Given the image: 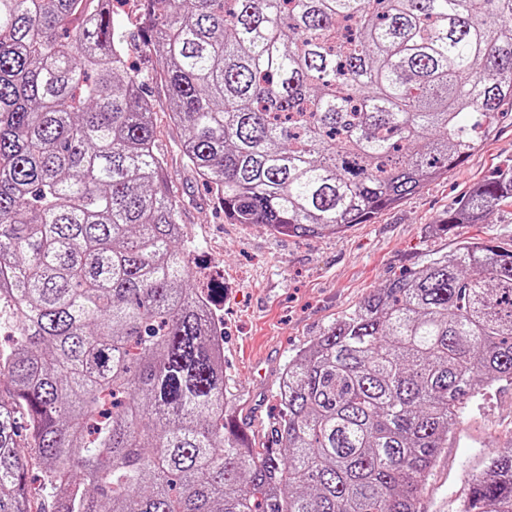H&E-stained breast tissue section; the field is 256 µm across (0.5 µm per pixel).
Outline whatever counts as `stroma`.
Returning <instances> with one entry per match:
<instances>
[{"label":"stroma","mask_w":512,"mask_h":512,"mask_svg":"<svg viewBox=\"0 0 512 512\" xmlns=\"http://www.w3.org/2000/svg\"><path fill=\"white\" fill-rule=\"evenodd\" d=\"M124 39L148 80L145 91L163 104L166 90L153 56L138 38L137 0L124 6ZM157 146L176 197L182 236L194 246L196 286L210 289L212 309L224 328V375L228 399L257 447H275L280 407L276 387L285 363L332 322L351 312L386 280L407 274L427 254L452 251L463 240L512 239V204L495 207L482 223L459 224L441 233L436 224L448 207L479 181L512 160V115L501 117L491 137L448 175L380 212L343 235L297 239L260 224H234L209 189L184 164L183 134L166 113L156 115ZM512 440V385L495 384L462 411L424 486L421 500L457 506L463 475L482 473L490 441Z\"/></svg>","instance_id":"obj_1"}]
</instances>
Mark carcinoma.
Returning a JSON list of instances; mask_svg holds the SVG:
<instances>
[{
  "label": "carcinoma",
  "instance_id": "obj_1",
  "mask_svg": "<svg viewBox=\"0 0 512 512\" xmlns=\"http://www.w3.org/2000/svg\"><path fill=\"white\" fill-rule=\"evenodd\" d=\"M141 3L187 164L234 224L340 235L512 112V0ZM121 27L112 0H0V512H419L464 405L512 384V240L429 255L297 350L278 447H256ZM511 201L508 162L439 227ZM471 487L458 512H512V448Z\"/></svg>",
  "mask_w": 512,
  "mask_h": 512
}]
</instances>
